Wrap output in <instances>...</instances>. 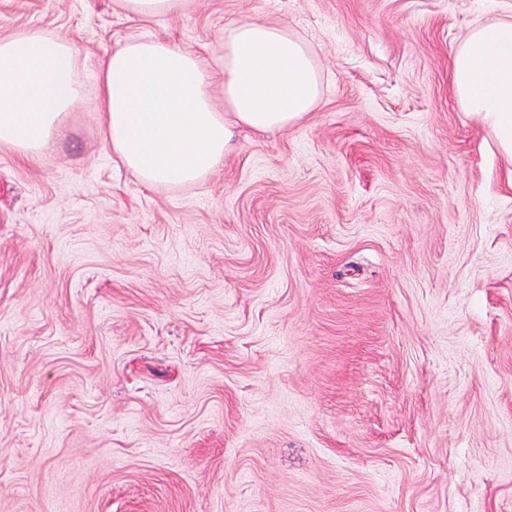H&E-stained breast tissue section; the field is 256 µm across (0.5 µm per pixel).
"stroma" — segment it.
<instances>
[{
  "label": "stroma",
  "mask_w": 512,
  "mask_h": 512,
  "mask_svg": "<svg viewBox=\"0 0 512 512\" xmlns=\"http://www.w3.org/2000/svg\"><path fill=\"white\" fill-rule=\"evenodd\" d=\"M512 0H0L69 34L82 99L0 148V512H512V170L448 52ZM285 23L322 106L204 182L112 154L101 59L131 34L213 68ZM126 11L144 17L159 18L183 13L186 0H119Z\"/></svg>",
  "instance_id": "1"
}]
</instances>
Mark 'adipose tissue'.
<instances>
[{
    "label": "adipose tissue",
    "instance_id": "obj_1",
    "mask_svg": "<svg viewBox=\"0 0 512 512\" xmlns=\"http://www.w3.org/2000/svg\"><path fill=\"white\" fill-rule=\"evenodd\" d=\"M449 60L460 109L512 162V17L475 23ZM74 62L65 34L20 30L0 38V147L28 158L56 137L63 114L81 99ZM96 80L113 154L152 188L206 180L235 149L236 128L281 131L323 100L311 46L287 25L252 17L225 27L221 70L180 44L132 35L104 57ZM217 84L220 110L212 101Z\"/></svg>",
    "mask_w": 512,
    "mask_h": 512
}]
</instances>
